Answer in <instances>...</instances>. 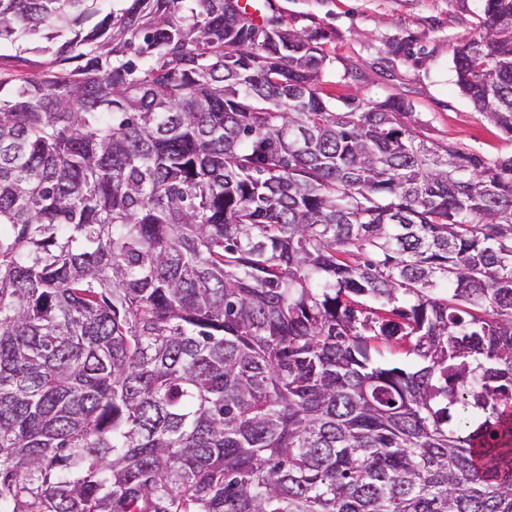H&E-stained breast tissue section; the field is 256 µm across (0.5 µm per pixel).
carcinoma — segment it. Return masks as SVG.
Instances as JSON below:
<instances>
[{
  "label": "carcinoma",
  "instance_id": "obj_1",
  "mask_svg": "<svg viewBox=\"0 0 512 512\" xmlns=\"http://www.w3.org/2000/svg\"><path fill=\"white\" fill-rule=\"evenodd\" d=\"M99 2L0 0V507L512 512V152L237 0ZM454 68L512 143V0Z\"/></svg>",
  "mask_w": 512,
  "mask_h": 512
}]
</instances>
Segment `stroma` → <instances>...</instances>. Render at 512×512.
Masks as SVG:
<instances>
[{"instance_id":"stroma-1","label":"stroma","mask_w":512,"mask_h":512,"mask_svg":"<svg viewBox=\"0 0 512 512\" xmlns=\"http://www.w3.org/2000/svg\"><path fill=\"white\" fill-rule=\"evenodd\" d=\"M272 15L321 31L318 84L337 107L397 96L435 140L486 159L512 151L455 83V49L479 32L482 0H273Z\"/></svg>"}]
</instances>
